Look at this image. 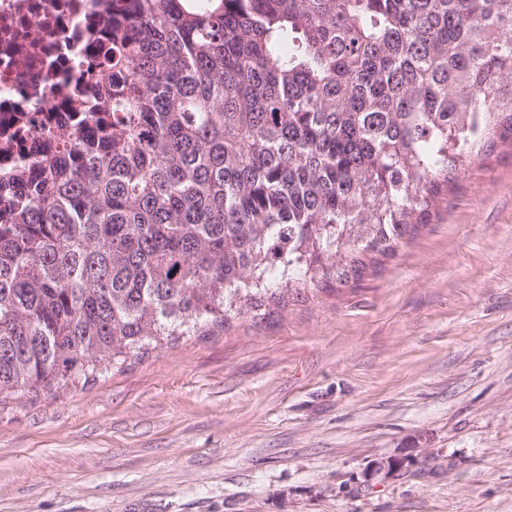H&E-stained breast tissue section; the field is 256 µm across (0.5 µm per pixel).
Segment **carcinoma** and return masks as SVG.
<instances>
[{
	"mask_svg": "<svg viewBox=\"0 0 512 512\" xmlns=\"http://www.w3.org/2000/svg\"><path fill=\"white\" fill-rule=\"evenodd\" d=\"M95 65L0 176V408L362 281L512 142V0H112Z\"/></svg>",
	"mask_w": 512,
	"mask_h": 512,
	"instance_id": "carcinoma-1",
	"label": "carcinoma"
}]
</instances>
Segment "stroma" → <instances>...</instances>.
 Returning <instances> with one entry per match:
<instances>
[{"mask_svg": "<svg viewBox=\"0 0 512 512\" xmlns=\"http://www.w3.org/2000/svg\"><path fill=\"white\" fill-rule=\"evenodd\" d=\"M0 512H512V144L359 285L17 397Z\"/></svg>", "mask_w": 512, "mask_h": 512, "instance_id": "obj_1", "label": "stroma"}]
</instances>
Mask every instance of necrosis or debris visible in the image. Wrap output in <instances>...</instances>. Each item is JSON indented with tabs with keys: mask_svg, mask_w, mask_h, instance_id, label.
Here are the masks:
<instances>
[{
	"mask_svg": "<svg viewBox=\"0 0 512 512\" xmlns=\"http://www.w3.org/2000/svg\"><path fill=\"white\" fill-rule=\"evenodd\" d=\"M112 0H0V173L42 132H68L67 99L106 39Z\"/></svg>",
	"mask_w": 512,
	"mask_h": 512,
	"instance_id": "1",
	"label": "necrosis or debris"
}]
</instances>
